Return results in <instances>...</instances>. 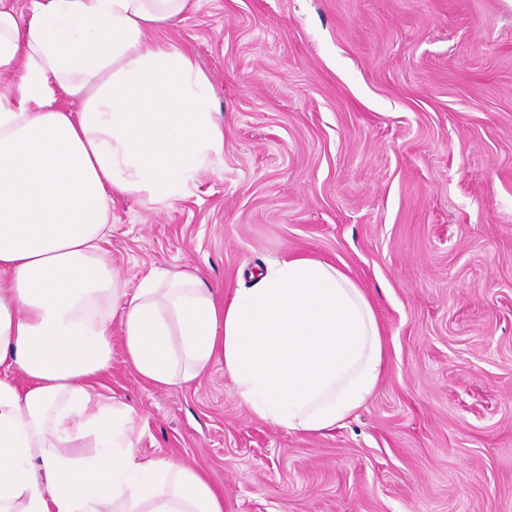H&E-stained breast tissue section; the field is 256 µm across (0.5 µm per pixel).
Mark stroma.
<instances>
[{"label":"stroma","mask_w":512,"mask_h":512,"mask_svg":"<svg viewBox=\"0 0 512 512\" xmlns=\"http://www.w3.org/2000/svg\"><path fill=\"white\" fill-rule=\"evenodd\" d=\"M158 38L209 75L221 162L157 207L115 197L126 288L153 267L228 296L308 257L364 288L383 368L321 434L253 416L221 362L97 390L136 448L202 473L224 512H512V8L505 0H189Z\"/></svg>","instance_id":"stroma-1"}]
</instances>
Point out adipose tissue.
Returning a JSON list of instances; mask_svg holds the SVG:
<instances>
[{"label": "adipose tissue", "instance_id": "obj_1", "mask_svg": "<svg viewBox=\"0 0 512 512\" xmlns=\"http://www.w3.org/2000/svg\"><path fill=\"white\" fill-rule=\"evenodd\" d=\"M187 2L32 0L22 22L0 0V74L20 75L0 84V512H224L200 473L139 453L135 409L96 391L113 323L145 380L222 361L250 412L291 431L344 423L379 380L373 307L331 263L271 261L227 299L177 267L132 291L116 276L112 198L168 205L224 156L208 75L154 36ZM88 435L97 454L68 455Z\"/></svg>", "mask_w": 512, "mask_h": 512}]
</instances>
